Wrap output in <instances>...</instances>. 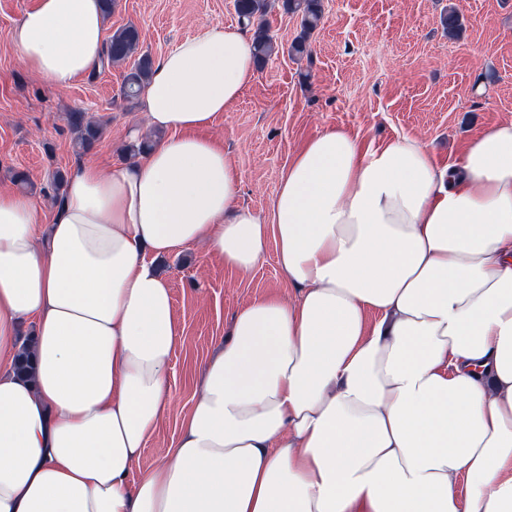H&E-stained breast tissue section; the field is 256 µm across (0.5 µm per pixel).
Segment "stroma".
Here are the masks:
<instances>
[{
	"label": "stroma",
	"mask_w": 512,
	"mask_h": 512,
	"mask_svg": "<svg viewBox=\"0 0 512 512\" xmlns=\"http://www.w3.org/2000/svg\"><path fill=\"white\" fill-rule=\"evenodd\" d=\"M37 0H0V188L26 172L29 195L51 214L53 172L81 163L67 114L105 123L90 157L101 167L124 162L126 134L145 128L139 101L120 97L128 64L102 66L60 91L23 66L11 32ZM455 7L463 20L449 39L441 18ZM281 49L208 134L240 176L238 201L269 212L288 163L307 140L340 127L362 145L419 138L442 165L457 161L490 126L512 121V0H324L311 53L289 56L300 20L275 5L267 15ZM233 0H116L105 34L125 25L140 32V50L159 59L213 25L236 24ZM170 279L183 332L170 369L172 409L134 462L130 477L154 467L174 445L198 394L203 369L226 341L235 311L271 293H288L275 246L240 273L196 245L158 260Z\"/></svg>",
	"instance_id": "35a3bbf8"
}]
</instances>
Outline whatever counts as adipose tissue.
Listing matches in <instances>:
<instances>
[{"label":"adipose tissue","mask_w":512,"mask_h":512,"mask_svg":"<svg viewBox=\"0 0 512 512\" xmlns=\"http://www.w3.org/2000/svg\"><path fill=\"white\" fill-rule=\"evenodd\" d=\"M103 31L100 0H37L11 40L66 89ZM255 78L246 29L211 26L154 64L145 155L80 163L45 229L0 190V512H512V122L444 168L414 137L326 129L266 216L200 134ZM198 243L237 271L275 245L296 294L237 309L175 446L133 481L183 340L153 260Z\"/></svg>","instance_id":"1"}]
</instances>
